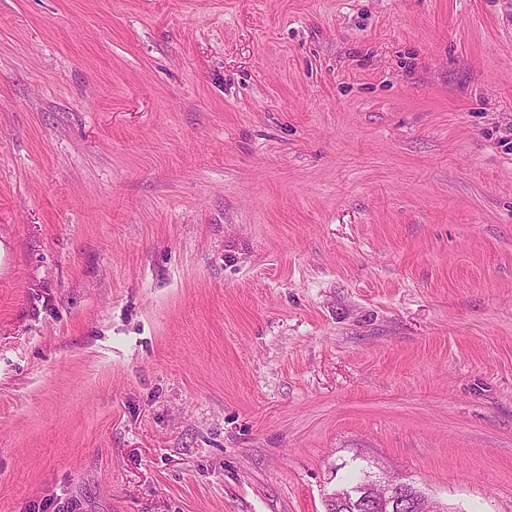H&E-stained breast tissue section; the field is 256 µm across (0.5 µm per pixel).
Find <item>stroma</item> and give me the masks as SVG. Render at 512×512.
Returning <instances> with one entry per match:
<instances>
[{
    "mask_svg": "<svg viewBox=\"0 0 512 512\" xmlns=\"http://www.w3.org/2000/svg\"><path fill=\"white\" fill-rule=\"evenodd\" d=\"M512 512V0H0V512ZM370 472L369 482L363 486H344L335 489L329 496L333 499L368 501L369 503L388 504L398 510H410L405 507L408 502H415L408 494L413 484L408 479L399 476L388 475L385 471ZM377 491L381 495L376 494Z\"/></svg>",
    "mask_w": 512,
    "mask_h": 512,
    "instance_id": "35a3bbf8",
    "label": "stroma"
}]
</instances>
